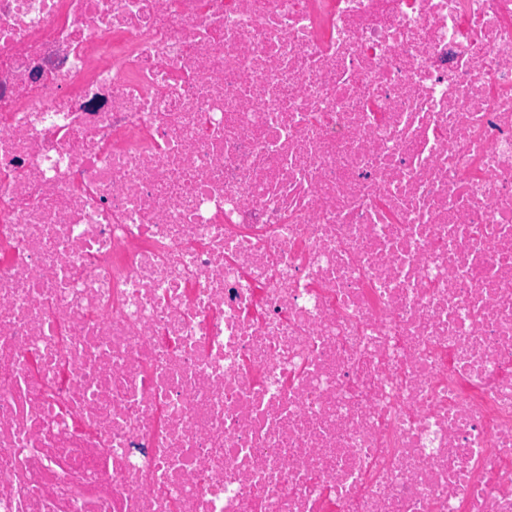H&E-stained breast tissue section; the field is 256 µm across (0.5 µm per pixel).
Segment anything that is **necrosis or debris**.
I'll return each instance as SVG.
<instances>
[{"mask_svg": "<svg viewBox=\"0 0 512 512\" xmlns=\"http://www.w3.org/2000/svg\"><path fill=\"white\" fill-rule=\"evenodd\" d=\"M0 512H512V0H0Z\"/></svg>", "mask_w": 512, "mask_h": 512, "instance_id": "necrosis-or-debris-1", "label": "necrosis or debris"}]
</instances>
